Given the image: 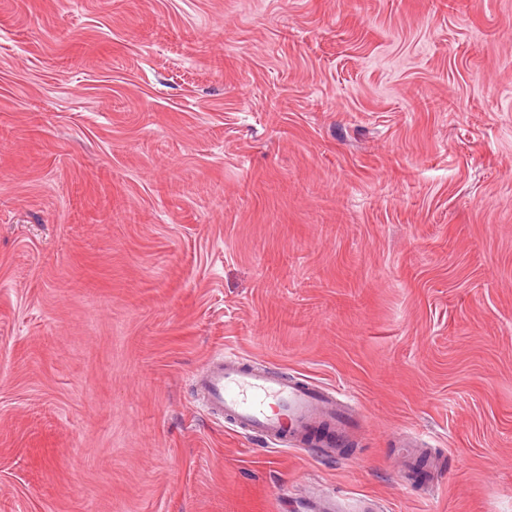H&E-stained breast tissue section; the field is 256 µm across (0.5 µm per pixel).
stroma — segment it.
Returning <instances> with one entry per match:
<instances>
[{
    "label": "stroma",
    "instance_id": "1",
    "mask_svg": "<svg viewBox=\"0 0 512 512\" xmlns=\"http://www.w3.org/2000/svg\"><path fill=\"white\" fill-rule=\"evenodd\" d=\"M227 348L366 434L198 413ZM314 491L512 512V0H0V512Z\"/></svg>",
    "mask_w": 512,
    "mask_h": 512
}]
</instances>
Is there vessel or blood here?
Here are the masks:
<instances>
[{
	"label": "vessel or blood",
	"mask_w": 512,
	"mask_h": 512,
	"mask_svg": "<svg viewBox=\"0 0 512 512\" xmlns=\"http://www.w3.org/2000/svg\"><path fill=\"white\" fill-rule=\"evenodd\" d=\"M196 406L235 432L301 452L343 446L361 429L360 406L347 392L258 365L233 351L211 356L192 376Z\"/></svg>",
	"instance_id": "1"
}]
</instances>
